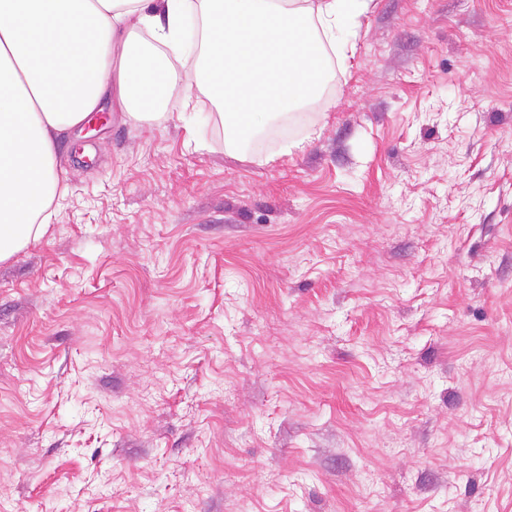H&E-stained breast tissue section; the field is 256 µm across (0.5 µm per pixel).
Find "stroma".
I'll return each instance as SVG.
<instances>
[{
    "instance_id": "35a3bbf8",
    "label": "stroma",
    "mask_w": 512,
    "mask_h": 512,
    "mask_svg": "<svg viewBox=\"0 0 512 512\" xmlns=\"http://www.w3.org/2000/svg\"><path fill=\"white\" fill-rule=\"evenodd\" d=\"M323 106L229 152L57 149L0 264V512H512V0H372Z\"/></svg>"
}]
</instances>
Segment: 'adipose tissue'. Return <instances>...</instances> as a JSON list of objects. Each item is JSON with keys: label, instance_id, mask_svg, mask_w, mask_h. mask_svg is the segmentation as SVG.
Here are the masks:
<instances>
[{"label": "adipose tissue", "instance_id": "adipose-tissue-1", "mask_svg": "<svg viewBox=\"0 0 512 512\" xmlns=\"http://www.w3.org/2000/svg\"><path fill=\"white\" fill-rule=\"evenodd\" d=\"M371 0H0V262L48 231L67 194L62 133L110 102L126 120L165 119L186 77L218 88L228 149L254 114L315 105L327 48L347 46ZM201 14L202 56L177 55ZM148 34L152 48L137 46Z\"/></svg>", "mask_w": 512, "mask_h": 512}]
</instances>
